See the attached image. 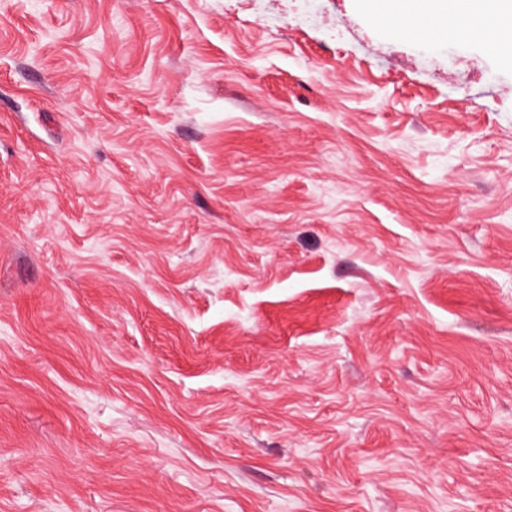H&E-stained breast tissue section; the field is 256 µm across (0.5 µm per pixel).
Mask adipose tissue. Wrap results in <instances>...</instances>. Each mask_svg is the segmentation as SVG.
I'll use <instances>...</instances> for the list:
<instances>
[{
  "label": "adipose tissue",
  "instance_id": "adipose-tissue-1",
  "mask_svg": "<svg viewBox=\"0 0 512 512\" xmlns=\"http://www.w3.org/2000/svg\"><path fill=\"white\" fill-rule=\"evenodd\" d=\"M372 11L412 39L436 40L458 31L480 34L489 19L500 54L512 56V0H412L407 8L396 0H377Z\"/></svg>",
  "mask_w": 512,
  "mask_h": 512
}]
</instances>
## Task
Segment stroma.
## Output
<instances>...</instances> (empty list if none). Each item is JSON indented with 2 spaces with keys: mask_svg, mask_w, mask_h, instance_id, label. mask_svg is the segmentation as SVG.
<instances>
[{
  "mask_svg": "<svg viewBox=\"0 0 512 512\" xmlns=\"http://www.w3.org/2000/svg\"><path fill=\"white\" fill-rule=\"evenodd\" d=\"M303 7L0 0V512H512V64Z\"/></svg>",
  "mask_w": 512,
  "mask_h": 512,
  "instance_id": "stroma-1",
  "label": "stroma"
}]
</instances>
